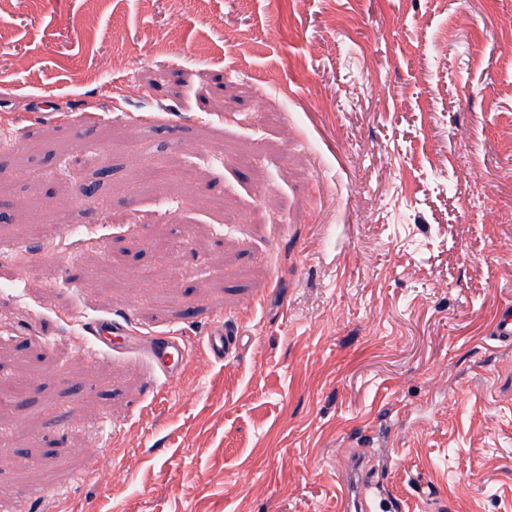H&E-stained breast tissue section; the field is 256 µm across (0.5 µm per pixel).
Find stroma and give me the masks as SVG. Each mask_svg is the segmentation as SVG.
<instances>
[{
	"mask_svg": "<svg viewBox=\"0 0 512 512\" xmlns=\"http://www.w3.org/2000/svg\"><path fill=\"white\" fill-rule=\"evenodd\" d=\"M0 212V512H512V0H0ZM490 334L499 347H512V308L505 307L497 312ZM203 344L207 350L210 359L224 360L236 348L237 337L230 336L224 329V317L216 316L203 337ZM148 341L149 357L167 377H175L193 359L192 348L182 336H154ZM372 470L365 457H355L345 464V475L339 485V493L345 504V511H370L367 503V491L372 488L373 480L368 474Z\"/></svg>",
	"mask_w": 512,
	"mask_h": 512,
	"instance_id": "stroma-1",
	"label": "stroma"
}]
</instances>
